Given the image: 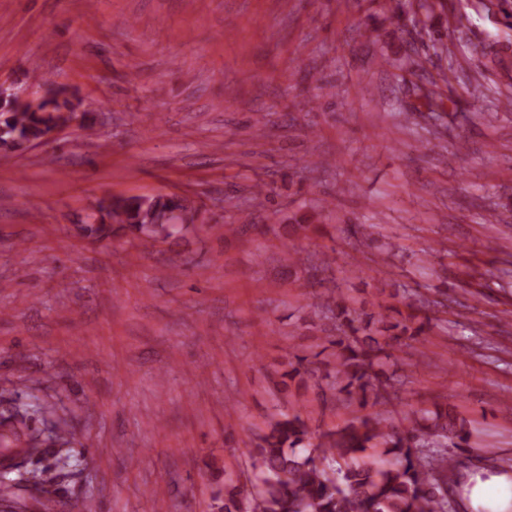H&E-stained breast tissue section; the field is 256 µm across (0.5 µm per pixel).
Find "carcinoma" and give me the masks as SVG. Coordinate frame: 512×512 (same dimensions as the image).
Segmentation results:
<instances>
[{"mask_svg": "<svg viewBox=\"0 0 512 512\" xmlns=\"http://www.w3.org/2000/svg\"><path fill=\"white\" fill-rule=\"evenodd\" d=\"M73 107L70 98L42 97L34 109L9 104L0 109L8 117L0 123V158L18 150L32 138L48 133L59 114ZM175 194L112 196L97 205L98 217L77 227L78 235L102 242L130 235L149 243L172 235L175 227L192 230L198 210L182 205ZM325 319L331 322L329 343L334 346V366L321 372L304 356L294 355L281 374L297 388L312 389L327 399L361 408L388 407L397 399L395 379L381 369L393 357L403 338L415 340L431 329L430 318L415 314L388 324L382 313L367 314L348 308L335 295ZM27 406L0 413V446L6 434L25 430L24 455L44 448H66L68 431L57 425L45 429L28 426ZM465 419L448 407L422 411L409 418L403 429L385 431L375 415L359 416L337 430L312 431L298 411L282 412L265 429L249 438L253 476L241 480L224 472L223 489L215 496L217 512H448V471L456 467L448 447L468 445ZM0 469L14 485L27 483L31 497L43 503L47 480L37 473L24 477L12 456L0 461Z\"/></svg>", "mask_w": 512, "mask_h": 512, "instance_id": "cac0c4a2", "label": "carcinoma"}]
</instances>
